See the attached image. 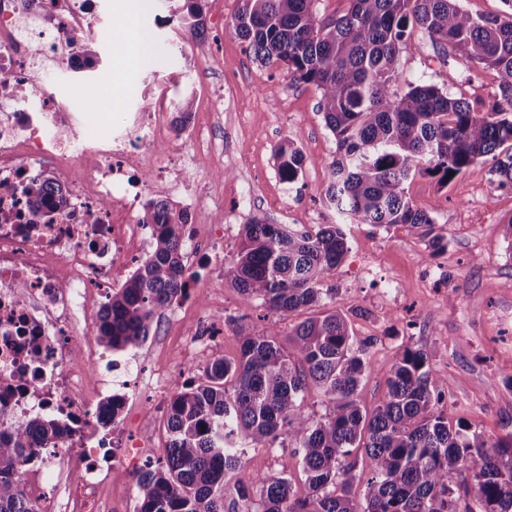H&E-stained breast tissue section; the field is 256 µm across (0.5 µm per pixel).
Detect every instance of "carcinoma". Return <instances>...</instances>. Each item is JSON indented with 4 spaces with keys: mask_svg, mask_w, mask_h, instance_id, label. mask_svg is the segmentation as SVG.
Instances as JSON below:
<instances>
[{
    "mask_svg": "<svg viewBox=\"0 0 512 512\" xmlns=\"http://www.w3.org/2000/svg\"><path fill=\"white\" fill-rule=\"evenodd\" d=\"M175 9L185 31L204 33V0H181ZM320 0H241L236 35L255 58L284 66L321 93L326 127L336 140L325 198L351 224L421 228L434 223L406 195L416 175H459L484 158L500 186L512 185V11L474 16L460 0H346L340 16L320 12ZM426 33L435 50L458 52L494 73L497 98L477 111L467 99L433 84L398 91L400 51L412 32ZM71 51L94 65L99 42L74 38ZM26 88L0 70V95L22 99ZM193 100L181 97L175 131L181 133ZM282 180L298 179L302 149L284 141L276 153ZM29 221L65 199L51 175L24 188ZM138 223L151 230V253L102 307L97 339L111 351L146 342L157 315L187 290L183 209L150 200ZM340 224L313 233L272 224L260 213L244 225L224 280L249 305L290 314L322 311L295 325L288 346L270 327L242 336L235 361L216 358L197 379L175 383L166 416L162 457L137 479V512H457L449 486L459 470L473 472L481 512H512V440L474 445L461 424L436 412L433 377L425 352L397 350L385 373V395L370 414L356 399L369 367L354 347L349 321L328 305L335 289L323 282L346 252ZM333 405L313 420L301 411L309 387ZM69 431L58 415L18 421L0 407V512H40L24 489L23 468ZM286 435L301 457L308 492L297 495L286 476L238 478L246 448H273ZM361 448L370 462L366 507L352 497L343 460ZM234 484L238 501L227 502Z\"/></svg>",
    "mask_w": 512,
    "mask_h": 512,
    "instance_id": "1",
    "label": "carcinoma"
}]
</instances>
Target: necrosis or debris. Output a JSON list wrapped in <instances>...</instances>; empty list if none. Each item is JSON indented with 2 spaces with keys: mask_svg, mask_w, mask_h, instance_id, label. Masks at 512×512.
<instances>
[{
  "mask_svg": "<svg viewBox=\"0 0 512 512\" xmlns=\"http://www.w3.org/2000/svg\"><path fill=\"white\" fill-rule=\"evenodd\" d=\"M87 0H40L36 11L20 0H0V67L28 86L23 99L0 98V182L17 185L52 166L66 201L50 224L26 232L16 215L20 197L0 196V387L11 388L15 417L65 414L75 420L62 438L64 463L78 460L76 438L108 415L80 396L82 376L74 369L69 328L90 330L80 321L89 293L120 287L144 241L136 196L126 189L132 172H169L174 158L159 139L173 104L165 88L143 86V109L125 126L92 137L89 116L69 98L56 97L33 73L39 54L78 69L69 40L94 34ZM93 170L94 191L73 178L74 165Z\"/></svg>",
  "mask_w": 512,
  "mask_h": 512,
  "instance_id": "necrosis-or-debris-1",
  "label": "necrosis or debris"
}]
</instances>
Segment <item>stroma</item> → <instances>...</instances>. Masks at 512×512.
<instances>
[{
  "mask_svg": "<svg viewBox=\"0 0 512 512\" xmlns=\"http://www.w3.org/2000/svg\"><path fill=\"white\" fill-rule=\"evenodd\" d=\"M133 17L136 30L151 44L140 60L123 26L111 24L116 0H96V26H111V40L99 43L95 65L73 71L58 61H42L36 70L60 97L87 100L97 115L95 128L108 133L121 128L126 115L141 109L137 88L160 84L172 98L189 93L203 128L190 146L196 158L188 180L198 191L197 232L223 226L209 253L186 257L194 278L176 306L182 317L206 316L216 334L199 346L182 340L183 324L169 314L157 319L147 340L149 353L140 363L114 367L111 361L84 367L88 395L100 399L134 383L137 396L124 408L123 450L114 452L107 482L87 492L78 486L48 482L46 492L56 512H69L72 500L84 512H128L137 502L136 482L147 461L158 459L166 444L165 412L169 390L157 389L153 378L169 382L197 376L211 360L240 356V337L258 326L260 317L281 334L315 309L278 315L259 305L245 306L224 280V264L236 253L250 213L261 212L276 224L311 231L337 218L325 200L336 140L326 128L321 95L299 82L286 67L255 60L233 29L239 0H206L203 40L184 50L169 21L166 0H141ZM421 33L401 51L398 84H433L487 109L497 92L492 71L468 57L440 55ZM109 84H102L103 75ZM292 141L305 154L296 182L281 180L275 151ZM491 164L478 161L448 186L423 174L406 185L413 204L433 218L430 229L395 226L384 230L369 224L345 225L347 251L327 287L336 291L335 305L347 316L354 342L363 347L369 368L357 401L367 412L384 398V370L396 350L424 351L439 381V412L451 424L467 427L469 437L485 443L512 437V244L504 225L512 218V190L498 187ZM250 188L247 205L237 193ZM444 246L431 248L432 237ZM288 474L297 494L307 487L293 445L250 448L244 456V477Z\"/></svg>",
  "mask_w": 512,
  "mask_h": 512,
  "instance_id": "1",
  "label": "stroma"
}]
</instances>
